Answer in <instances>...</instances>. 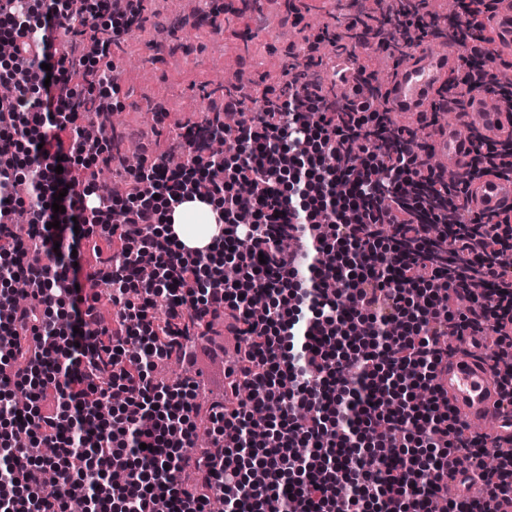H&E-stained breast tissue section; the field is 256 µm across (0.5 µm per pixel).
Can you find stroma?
<instances>
[{"label": "stroma", "instance_id": "35a3bbf8", "mask_svg": "<svg viewBox=\"0 0 512 512\" xmlns=\"http://www.w3.org/2000/svg\"><path fill=\"white\" fill-rule=\"evenodd\" d=\"M145 21L115 57L123 79L116 132L147 157L165 153L175 125L223 105L217 68L230 61L239 81L276 85L295 49V26L279 0H146Z\"/></svg>", "mask_w": 512, "mask_h": 512}]
</instances>
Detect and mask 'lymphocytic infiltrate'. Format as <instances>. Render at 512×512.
<instances>
[{
  "label": "lymphocytic infiltrate",
  "instance_id": "obj_1",
  "mask_svg": "<svg viewBox=\"0 0 512 512\" xmlns=\"http://www.w3.org/2000/svg\"><path fill=\"white\" fill-rule=\"evenodd\" d=\"M425 3L392 0L315 35L279 85L225 99L236 126L217 113L187 126L175 135L181 163L142 161L116 197L79 186L72 169L112 160L111 137L87 131L82 106L119 93L109 56L140 28L141 11L48 0L36 20L31 0H0L10 47L0 83L12 88L0 99V368L11 371L0 379V512H207L216 497L224 512H430L452 464L475 473L488 497H451L443 512L512 505V468L486 469L491 436L463 432L434 385L445 336H482L512 401V265L502 261L512 212L467 215L477 180L512 177V136L478 140L469 170L447 184L417 127L383 106L386 83L371 66L357 65L338 95L315 56L322 42L337 54L373 42L405 58L418 46L413 31L440 34L464 50L445 86L449 106L487 88L512 99L511 84L486 81L499 57L483 20L492 0H459L452 30ZM82 26L98 31L99 55L78 40ZM61 36L69 50H56ZM76 75L83 89L71 88ZM219 137L220 156L207 145ZM203 183L221 202L224 263L236 277L159 233ZM73 218L72 249L56 253ZM92 237L112 245L83 274L106 284L111 323L98 295L75 288L72 251ZM15 280L28 284L25 304L13 300ZM222 323L246 346L231 395L212 400L195 380L155 376L163 361L190 362ZM20 388L29 391L21 407ZM202 434L206 455L189 457ZM41 442L53 456L33 454ZM117 465L125 478L115 483ZM37 466L53 471L52 489L28 483Z\"/></svg>",
  "mask_w": 512,
  "mask_h": 512
}]
</instances>
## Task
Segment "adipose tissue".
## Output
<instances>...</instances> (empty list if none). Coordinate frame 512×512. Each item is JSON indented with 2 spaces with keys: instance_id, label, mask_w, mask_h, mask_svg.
Masks as SVG:
<instances>
[{
  "instance_id": "adipose-tissue-1",
  "label": "adipose tissue",
  "mask_w": 512,
  "mask_h": 512,
  "mask_svg": "<svg viewBox=\"0 0 512 512\" xmlns=\"http://www.w3.org/2000/svg\"><path fill=\"white\" fill-rule=\"evenodd\" d=\"M218 209L214 201L198 198L186 200L168 217L163 224V232H171L186 247L191 249H211L218 233Z\"/></svg>"
}]
</instances>
